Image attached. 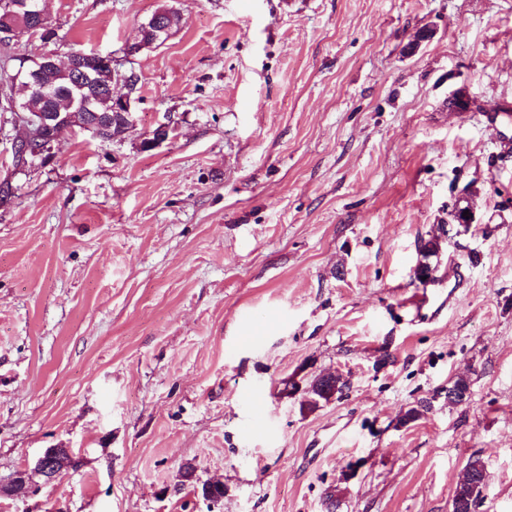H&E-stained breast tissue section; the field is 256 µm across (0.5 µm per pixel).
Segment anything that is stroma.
<instances>
[{"instance_id": "1", "label": "stroma", "mask_w": 512, "mask_h": 512, "mask_svg": "<svg viewBox=\"0 0 512 512\" xmlns=\"http://www.w3.org/2000/svg\"><path fill=\"white\" fill-rule=\"evenodd\" d=\"M162 7L122 140L17 166L0 112V482L82 460L0 512H451L475 454L512 512V0H47L36 48L118 54ZM344 386H345V382L342 380V378L340 376H336L333 374H331L327 380L322 381L320 383V385H317V384L312 385L310 383L309 387L311 389L308 391H305L306 401L301 402L302 409L313 410L316 407H318V405H319V403L317 401H320V402L328 401V398H325V399L322 398V396L319 392L321 390V388L327 387L329 389H332L333 387H336V393H340V392H342V389L344 388Z\"/></svg>"}]
</instances>
